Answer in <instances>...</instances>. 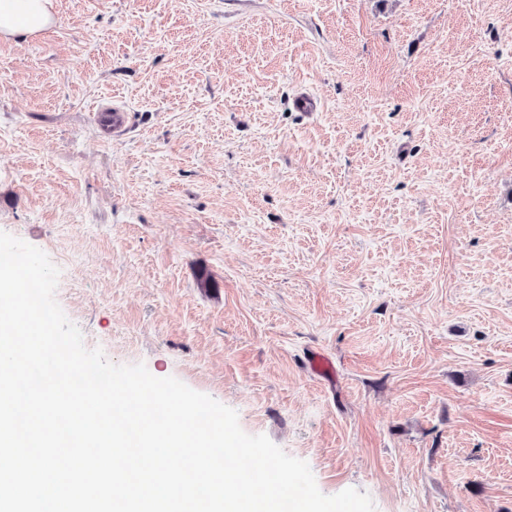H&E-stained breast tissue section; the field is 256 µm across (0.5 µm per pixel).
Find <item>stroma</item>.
Wrapping results in <instances>:
<instances>
[{"label": "stroma", "instance_id": "obj_1", "mask_svg": "<svg viewBox=\"0 0 512 512\" xmlns=\"http://www.w3.org/2000/svg\"><path fill=\"white\" fill-rule=\"evenodd\" d=\"M55 11L0 41V231L60 269L85 346L235 409L323 494L512 512V0Z\"/></svg>", "mask_w": 512, "mask_h": 512}]
</instances>
